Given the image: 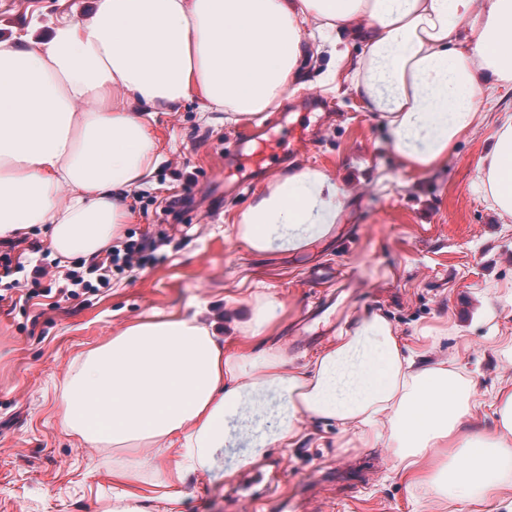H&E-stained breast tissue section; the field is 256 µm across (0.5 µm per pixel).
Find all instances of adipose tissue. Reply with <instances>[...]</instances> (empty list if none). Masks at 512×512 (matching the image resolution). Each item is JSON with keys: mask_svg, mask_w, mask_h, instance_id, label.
I'll return each instance as SVG.
<instances>
[{"mask_svg": "<svg viewBox=\"0 0 512 512\" xmlns=\"http://www.w3.org/2000/svg\"><path fill=\"white\" fill-rule=\"evenodd\" d=\"M339 30L365 44L356 93L385 113L395 152L417 167L472 126L483 83L512 81V0H98L85 20L60 19L49 40H0V237L37 227L61 258L104 252L129 217L126 192L161 159L153 107L195 93L208 108L257 114L295 80L304 38ZM481 171L512 216V114ZM345 197L318 169L283 175L242 212L238 234L258 252L302 247L329 233ZM470 397L446 369L405 383L400 344L376 315L292 370L268 351L226 348L195 315L136 322L91 350L62 395L65 426L87 443L145 442L175 457L180 476L236 437L251 439L244 467L288 444L304 416L363 426L395 401L399 462L413 480ZM511 464L477 441L448 484L463 497L491 493Z\"/></svg>", "mask_w": 512, "mask_h": 512, "instance_id": "obj_1", "label": "adipose tissue"}]
</instances>
